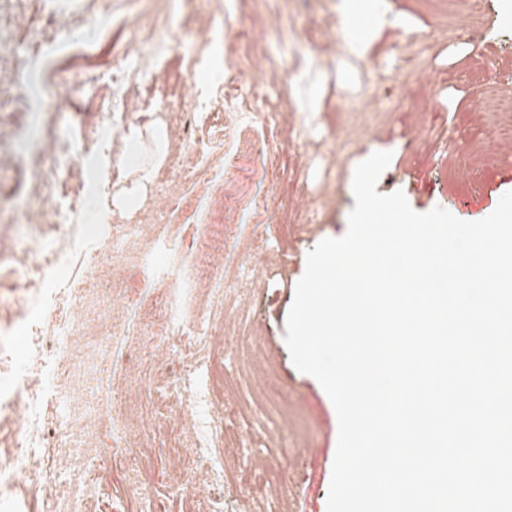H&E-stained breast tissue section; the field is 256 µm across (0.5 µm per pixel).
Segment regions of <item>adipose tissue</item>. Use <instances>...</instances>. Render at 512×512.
<instances>
[{
	"mask_svg": "<svg viewBox=\"0 0 512 512\" xmlns=\"http://www.w3.org/2000/svg\"><path fill=\"white\" fill-rule=\"evenodd\" d=\"M125 139L132 159L131 173L120 189L101 201L100 211L104 214L111 213L113 204L131 206L138 201L152 174L150 161L159 160L161 156L162 132L160 129L132 125L128 127Z\"/></svg>",
	"mask_w": 512,
	"mask_h": 512,
	"instance_id": "obj_1",
	"label": "adipose tissue"
}]
</instances>
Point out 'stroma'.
Wrapping results in <instances>:
<instances>
[{
  "mask_svg": "<svg viewBox=\"0 0 512 512\" xmlns=\"http://www.w3.org/2000/svg\"><path fill=\"white\" fill-rule=\"evenodd\" d=\"M337 0H0V393L30 371L32 328L44 344L58 329L49 309L29 304L26 281L43 260L14 266L31 231H53L60 198L32 192L54 170L60 141L97 150L102 124L116 132L109 166L127 175L129 125L163 121L167 154L133 208L107 223L96 210L73 214L76 257L99 267L79 271L82 288L105 310L78 308L74 320L105 354L89 384L70 383L53 367L48 390L68 389L61 414L97 408L77 431L81 448L108 456L97 483L64 485L63 500L83 512H326L338 438L335 408L318 381L294 366L286 319L307 254L322 239L345 234L355 205L356 166L377 151L392 154L377 191H402L420 213L440 206L464 221L490 215L512 191V137L494 134L489 92L512 98V0H360L384 22L367 55L345 49ZM40 58L45 80L62 93L47 114L41 148L19 160L12 138L23 114L18 77ZM138 73L114 91L119 67ZM229 101L257 130L250 153L215 132L210 112H184L196 98ZM245 187L246 208L216 202L198 184ZM140 227L123 239L125 225ZM207 338L172 341L152 351L170 316ZM247 334L275 366L273 399L287 421L248 413L235 419L240 444L221 451L240 489L194 496L202 480L193 437H180L191 387L166 386L189 366L208 369L216 407L219 387L239 379L238 334ZM288 451L287 497L261 477L268 452ZM319 449L316 458L301 456Z\"/></svg>",
  "mask_w": 512,
  "mask_h": 512,
  "instance_id": "35a3bbf8",
  "label": "stroma"
}]
</instances>
